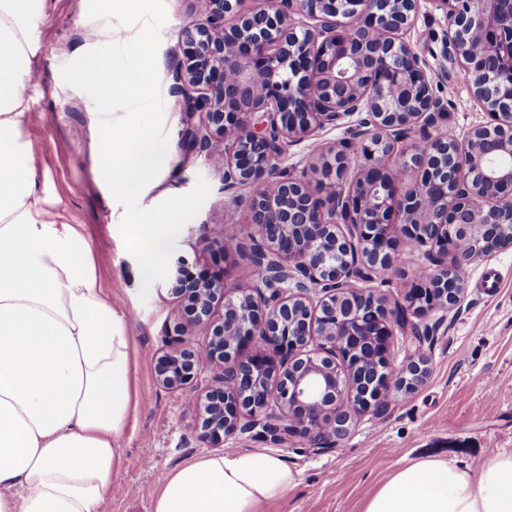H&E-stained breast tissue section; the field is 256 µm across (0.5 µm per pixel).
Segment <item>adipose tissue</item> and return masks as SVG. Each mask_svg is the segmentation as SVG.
<instances>
[{
  "label": "adipose tissue",
  "mask_w": 512,
  "mask_h": 512,
  "mask_svg": "<svg viewBox=\"0 0 512 512\" xmlns=\"http://www.w3.org/2000/svg\"><path fill=\"white\" fill-rule=\"evenodd\" d=\"M47 0H0V512H100L137 404L125 314L97 285L89 249L41 188L25 134ZM119 69L93 58L78 77L111 97L152 84L151 49ZM295 474L256 448L200 456L154 494L152 512H263ZM363 512H512V450L479 469L425 457L397 470Z\"/></svg>",
  "instance_id": "obj_1"
}]
</instances>
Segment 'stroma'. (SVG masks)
Instances as JSON below:
<instances>
[{
    "mask_svg": "<svg viewBox=\"0 0 512 512\" xmlns=\"http://www.w3.org/2000/svg\"><path fill=\"white\" fill-rule=\"evenodd\" d=\"M164 2L167 21L157 62L170 163L160 187L143 190L139 203L154 207L190 192L197 178H205L210 194L178 234L174 252L186 258L194 273L224 269L232 281L246 283L256 275L245 255L256 228L247 212L233 209L225 195L220 163L184 146L188 103L173 91L179 33L199 23L201 15L195 0ZM441 23V12L427 0L410 38L428 58L435 93L449 104L440 126L461 133L489 116L459 76L440 78L443 61L432 51L442 34ZM95 25L87 15V0H48L36 26L40 52L32 79L35 110L26 135L35 148L38 176L48 177L59 212L76 227L80 245L90 248L98 284L113 307L127 314L133 339L131 378L139 404L123 430V462L101 512H151L152 493L177 467L216 451L198 441L190 405L193 392L211 385L215 373L201 366L189 391L167 390L155 381L157 357L175 344L177 304L155 286L147 301H140L139 265L119 233L124 209L97 174V109L88 94L61 77L63 65L93 48L87 33ZM348 137L345 123L318 130L289 146L280 168L301 170L311 154ZM206 237L233 240L240 250L225 258L202 252ZM421 262L416 253L397 257L382 285L389 301H404L418 287ZM491 269L500 272L501 286L486 295L478 280ZM465 280L467 289L457 304L419 317L427 374L415 389L393 398L385 413L355 419L346 435L326 445L313 446L300 437L275 443L252 432L225 438V450L264 448L297 472L296 486L266 505L265 512H361L395 471L419 457H448L475 470L499 450L512 449V249L467 266Z\"/></svg>",
    "mask_w": 512,
    "mask_h": 512,
    "instance_id": "stroma-1",
    "label": "stroma"
}]
</instances>
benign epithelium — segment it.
Listing matches in <instances>:
<instances>
[{
    "instance_id": "obj_1",
    "label": "benign epithelium",
    "mask_w": 512,
    "mask_h": 512,
    "mask_svg": "<svg viewBox=\"0 0 512 512\" xmlns=\"http://www.w3.org/2000/svg\"><path fill=\"white\" fill-rule=\"evenodd\" d=\"M241 2L204 0L174 78L197 117L184 141L221 162L232 205L259 228L248 252L257 279L198 277L171 258L159 286L179 303V339L155 377L185 390L202 363L219 371L191 399L203 442L256 430L321 444L422 381L421 349L392 366L393 329L420 338L414 318L458 303L467 265L512 248L500 233L512 228V0H429L443 14L441 77L467 75L491 117L451 142L438 126L446 104L407 37L423 0H271L250 12ZM347 119L348 140L274 177L288 146ZM413 132L421 142L398 148ZM353 152L365 165L350 179ZM409 172L417 179L399 196ZM311 175L331 185L324 197L309 192ZM409 242L424 252L427 287L392 305L354 286L391 270ZM358 375L376 390L350 403Z\"/></svg>"
}]
</instances>
